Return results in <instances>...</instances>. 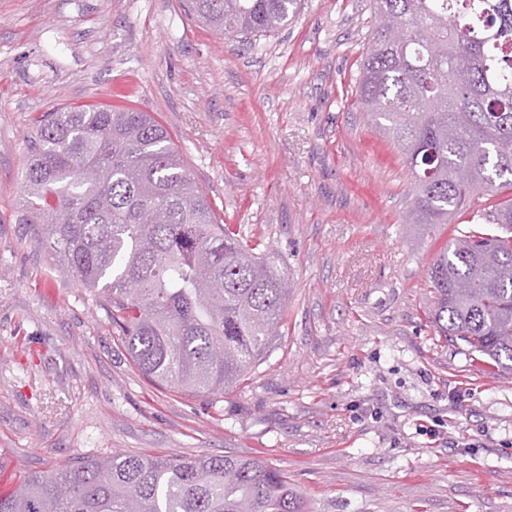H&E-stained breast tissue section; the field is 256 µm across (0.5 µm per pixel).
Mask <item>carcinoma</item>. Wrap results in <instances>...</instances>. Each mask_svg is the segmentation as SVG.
<instances>
[{"label":"carcinoma","mask_w":512,"mask_h":512,"mask_svg":"<svg viewBox=\"0 0 512 512\" xmlns=\"http://www.w3.org/2000/svg\"><path fill=\"white\" fill-rule=\"evenodd\" d=\"M357 100L414 178L407 224H448L512 190V0H373ZM302 0H188L219 34L271 37ZM25 223L105 311L153 381L222 395L277 335L288 278L260 241L221 223L149 112L73 107L33 119ZM487 233L460 231L428 272L429 318L512 371V198ZM0 512H310L262 458L113 454L28 475Z\"/></svg>","instance_id":"1"}]
</instances>
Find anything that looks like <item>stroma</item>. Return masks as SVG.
I'll return each mask as SVG.
<instances>
[{"label":"stroma","mask_w":512,"mask_h":512,"mask_svg":"<svg viewBox=\"0 0 512 512\" xmlns=\"http://www.w3.org/2000/svg\"><path fill=\"white\" fill-rule=\"evenodd\" d=\"M371 0L272 37L182 0H0V492L102 454L259 456L311 512H512V373L438 336L428 270L469 213L406 224L412 175L360 108ZM123 106L169 131L225 223L289 280L279 336L201 397L150 382L23 221L31 117Z\"/></svg>","instance_id":"1"}]
</instances>
